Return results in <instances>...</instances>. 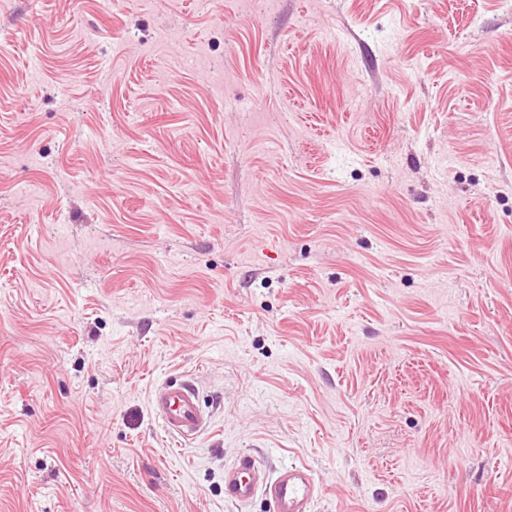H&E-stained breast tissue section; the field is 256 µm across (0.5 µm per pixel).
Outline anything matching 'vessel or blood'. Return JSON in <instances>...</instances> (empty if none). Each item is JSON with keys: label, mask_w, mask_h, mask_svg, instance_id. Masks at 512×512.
Returning a JSON list of instances; mask_svg holds the SVG:
<instances>
[{"label": "vessel or blood", "mask_w": 512, "mask_h": 512, "mask_svg": "<svg viewBox=\"0 0 512 512\" xmlns=\"http://www.w3.org/2000/svg\"><path fill=\"white\" fill-rule=\"evenodd\" d=\"M149 403L177 440H193L208 425L197 387L190 381L177 380L154 388ZM260 491L272 501L275 512H310L320 487L313 470L305 464L284 465L270 477L253 456L245 455L225 469V500L244 505Z\"/></svg>", "instance_id": "1"}]
</instances>
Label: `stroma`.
Returning <instances> with one entry per match:
<instances>
[{
	"mask_svg": "<svg viewBox=\"0 0 512 512\" xmlns=\"http://www.w3.org/2000/svg\"><path fill=\"white\" fill-rule=\"evenodd\" d=\"M247 453L512 512V0H0V512H274ZM149 403L168 433L179 441L195 439L208 425L199 392L191 381L175 380L154 388Z\"/></svg>",
	"mask_w": 512,
	"mask_h": 512,
	"instance_id": "1",
	"label": "stroma"
}]
</instances>
